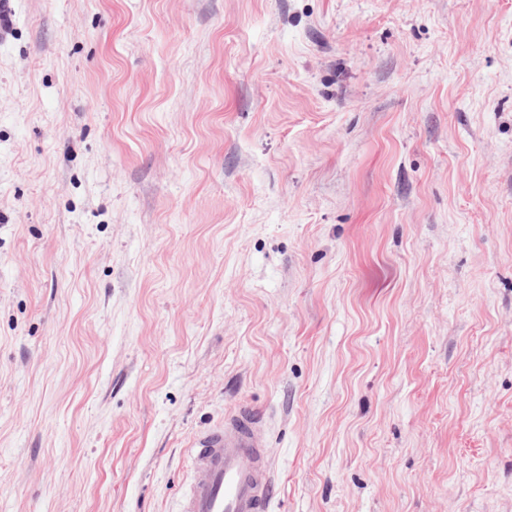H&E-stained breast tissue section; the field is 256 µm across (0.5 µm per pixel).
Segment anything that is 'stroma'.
<instances>
[{"instance_id": "stroma-1", "label": "stroma", "mask_w": 512, "mask_h": 512, "mask_svg": "<svg viewBox=\"0 0 512 512\" xmlns=\"http://www.w3.org/2000/svg\"><path fill=\"white\" fill-rule=\"evenodd\" d=\"M0 512H512V0H8ZM266 445L260 414L246 406L225 414L224 424L193 441V475L179 512H268L275 480Z\"/></svg>"}]
</instances>
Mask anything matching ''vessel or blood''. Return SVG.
I'll return each instance as SVG.
<instances>
[{"label": "vessel or blood", "mask_w": 512, "mask_h": 512, "mask_svg": "<svg viewBox=\"0 0 512 512\" xmlns=\"http://www.w3.org/2000/svg\"><path fill=\"white\" fill-rule=\"evenodd\" d=\"M263 418L240 406L192 444L193 475L179 512H269L275 492Z\"/></svg>", "instance_id": "vessel-or-blood-1"}]
</instances>
